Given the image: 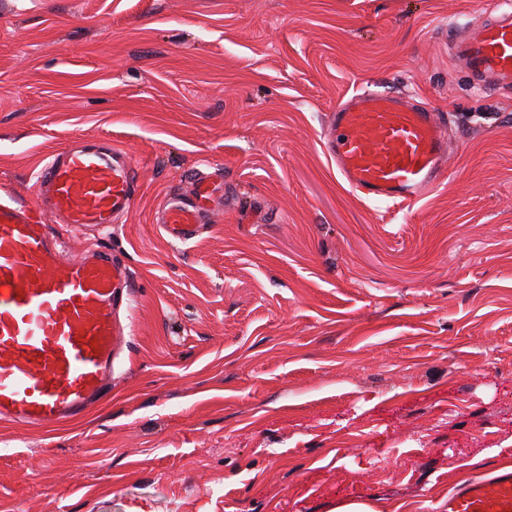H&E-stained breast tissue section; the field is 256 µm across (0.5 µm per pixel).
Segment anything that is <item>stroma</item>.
<instances>
[{"mask_svg": "<svg viewBox=\"0 0 512 512\" xmlns=\"http://www.w3.org/2000/svg\"><path fill=\"white\" fill-rule=\"evenodd\" d=\"M491 0H0V184L119 146L138 189L108 245L136 279L112 394L81 420H0V512H437L512 462V89L444 31ZM361 89L448 121L411 208L363 201L321 147ZM206 164L196 239L155 222Z\"/></svg>", "mask_w": 512, "mask_h": 512, "instance_id": "1", "label": "stroma"}]
</instances>
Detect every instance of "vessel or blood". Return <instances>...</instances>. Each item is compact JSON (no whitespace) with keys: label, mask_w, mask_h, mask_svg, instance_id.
<instances>
[{"label":"vessel or blood","mask_w":512,"mask_h":512,"mask_svg":"<svg viewBox=\"0 0 512 512\" xmlns=\"http://www.w3.org/2000/svg\"><path fill=\"white\" fill-rule=\"evenodd\" d=\"M450 45L470 83L512 88V8L484 12ZM322 143L355 194L409 208L440 178L448 127L405 95L363 91L331 112ZM217 178L198 171L191 197H167L158 222L169 240L185 243L200 234ZM136 187L131 160L107 142L55 151L37 174L34 198L0 187L1 417L57 425L83 417L107 394L128 329L129 266L108 249L65 258L49 225L117 223ZM440 512H512V467L456 485Z\"/></svg>","instance_id":"b4317fda"}]
</instances>
